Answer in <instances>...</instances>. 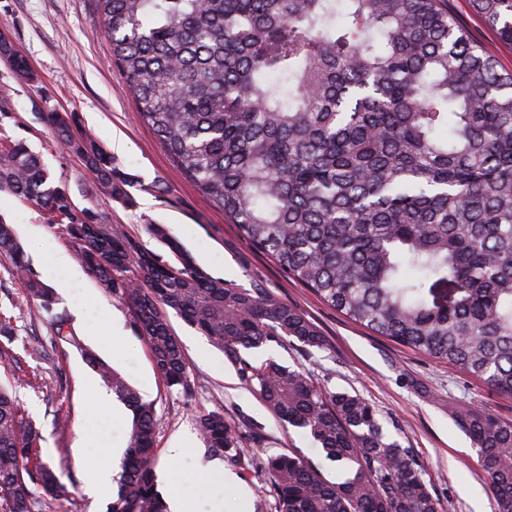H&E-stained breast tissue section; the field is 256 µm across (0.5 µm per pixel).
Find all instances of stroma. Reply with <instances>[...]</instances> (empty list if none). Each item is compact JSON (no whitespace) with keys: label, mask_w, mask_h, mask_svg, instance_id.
<instances>
[{"label":"stroma","mask_w":512,"mask_h":512,"mask_svg":"<svg viewBox=\"0 0 512 512\" xmlns=\"http://www.w3.org/2000/svg\"><path fill=\"white\" fill-rule=\"evenodd\" d=\"M446 2L449 14L494 56L500 69L512 70V46L503 44L473 13L469 0ZM0 33L27 59L36 76L32 83L19 81L0 62V87L10 90L8 116L0 120V128L26 140L52 176L69 188L78 206L97 205L108 221L125 225L144 247L162 255L166 247L146 227L167 225L214 277L237 288L269 289L298 308L326 337V349L306 352L296 345L272 343L246 352V359L270 357L314 373L331 391L366 398L378 409L385 430L419 459L440 512H495L477 450L451 408L480 407L512 422V397L498 395L447 364L370 334L251 249L235 225L225 222L223 212L180 172L153 131L137 119L125 79L112 61L97 0H0ZM55 111L78 113L85 129L111 150L123 171L136 177L132 205L111 202L99 194L80 160L43 122V113ZM156 182L161 183V191H152ZM0 217L13 224L31 268L54 288L57 310L71 315L81 341L77 348H51L47 323L30 322L22 292L11 276L12 260L0 255V318L9 320L15 329L12 349L21 355L22 374L51 382L46 389L18 391L41 430L43 462L69 490L67 496L49 501L45 512H106L111 489L89 496L83 468L92 459L111 456L113 447L127 445L131 420L113 419L99 406L88 387L96 374L82 358L84 347L110 363L145 400L153 402L158 418L154 473L162 495L176 488L213 499L222 512H274L262 460L268 452L296 449L306 452L328 478L336 477L335 465L313 451L310 439L301 430L282 425L223 353L175 315L170 324L185 354L191 389L186 393L168 389L153 368L128 306L102 292L86 268H79L72 278L46 266L50 253L72 251L61 228L48 224L39 208L5 190L0 191ZM104 311L121 319V338H113L108 331L100 317ZM59 410L71 417L68 429L54 424ZM213 410L222 411L247 434L261 437V445L250 444L230 453L207 448L195 418ZM86 434L94 437L95 447H81ZM178 441L188 442L189 455L176 464L169 450ZM214 462L232 474L233 483L189 478V471L197 465Z\"/></svg>","instance_id":"obj_1"}]
</instances>
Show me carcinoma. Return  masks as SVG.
I'll return each instance as SVG.
<instances>
[{
	"label": "carcinoma",
	"mask_w": 512,
	"mask_h": 512,
	"mask_svg": "<svg viewBox=\"0 0 512 512\" xmlns=\"http://www.w3.org/2000/svg\"><path fill=\"white\" fill-rule=\"evenodd\" d=\"M512 45V0H470ZM112 60L137 118L256 252L346 318L512 395V72L449 16L444 0H97ZM45 123L103 195L133 202L132 177L70 112ZM66 234L106 293L132 309L166 387L185 391L168 311L205 336L279 421L302 430L343 477L300 453L266 456L275 512H438L424 470L388 436L375 406L332 392L273 358L270 342L323 349L297 308L266 288L208 273L164 224L169 258L122 224L78 207L23 139L0 134V190ZM33 320L133 412L118 491L106 512H168L152 461V403L83 347L54 293L0 220V254ZM477 449L496 512H512V423L455 411ZM207 447L247 437L218 410L197 416ZM41 431L0 383V512H39L33 489L65 487L37 448Z\"/></svg>",
	"instance_id": "obj_1"
}]
</instances>
